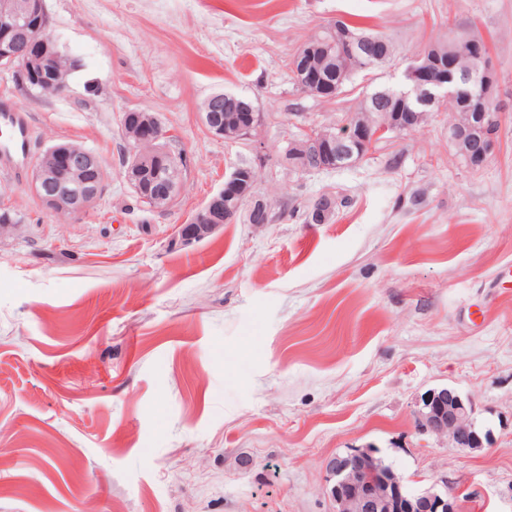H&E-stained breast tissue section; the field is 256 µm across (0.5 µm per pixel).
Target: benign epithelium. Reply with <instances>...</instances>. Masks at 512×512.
I'll use <instances>...</instances> for the list:
<instances>
[{
  "mask_svg": "<svg viewBox=\"0 0 512 512\" xmlns=\"http://www.w3.org/2000/svg\"><path fill=\"white\" fill-rule=\"evenodd\" d=\"M46 14L44 0H0V68L15 66L10 35L22 24L28 26L35 56L22 61L26 76L42 82L43 92L56 93L58 76L47 77L55 54L50 52L52 38L40 35L42 25L35 18ZM334 39L329 47L339 46L352 57L363 56L365 40L342 33L331 26ZM472 64L458 70L456 60L444 61V75L437 80L430 70L418 72L420 79L408 92L427 103L441 100L458 102L460 112L451 126V141L471 167L485 165L494 155L500 128L499 113L488 111L497 90V74L489 52L474 40L468 43ZM302 85L322 88L317 72L306 66L294 67ZM419 112L390 116L384 127L403 130L415 123ZM213 136L224 138L225 119L208 108L201 115ZM131 152L124 162V179L142 200L155 209L169 208L182 189V160L169 150L166 132L154 112H136L121 126ZM376 135L362 122L342 123L288 141L282 161L294 172L331 170L355 163L374 145ZM106 181L96 155L77 145L54 144L34 165L32 191L51 212L79 214L87 211L103 190ZM336 201L319 197L312 207L314 222L324 224L335 212ZM246 211L250 224H268L271 206L256 192V169L240 167L224 179V186L213 193L186 224L180 226L184 243L205 239L226 224H232ZM417 426L448 441V448L475 450L484 446L485 438L472 420V406L455 390L447 387L424 393L417 410ZM326 493L335 512H459L457 496L432 489L421 493L407 490L391 470L377 467L372 447L352 448L327 464Z\"/></svg>",
  "mask_w": 512,
  "mask_h": 512,
  "instance_id": "benign-epithelium-1",
  "label": "benign epithelium"
}]
</instances>
